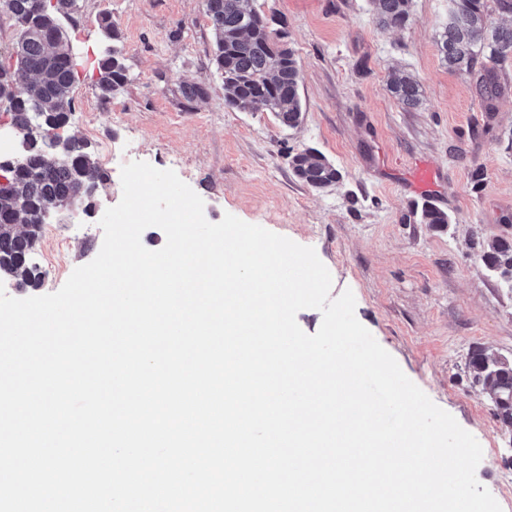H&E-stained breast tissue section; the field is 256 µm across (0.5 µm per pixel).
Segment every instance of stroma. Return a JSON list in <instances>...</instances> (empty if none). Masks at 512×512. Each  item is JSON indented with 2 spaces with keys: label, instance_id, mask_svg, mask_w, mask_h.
Returning a JSON list of instances; mask_svg holds the SVG:
<instances>
[{
  "label": "stroma",
  "instance_id": "1",
  "mask_svg": "<svg viewBox=\"0 0 512 512\" xmlns=\"http://www.w3.org/2000/svg\"><path fill=\"white\" fill-rule=\"evenodd\" d=\"M255 6L287 33L302 70L298 128L226 106L202 0H80L62 23L79 73L65 133L89 143L108 180L91 216L45 226L32 257L44 273L38 289H19L6 275L0 283L14 298L57 291L99 253V221L122 197V165L173 170L201 196L208 221L229 213L315 249L332 296L352 290L361 324L481 444L476 477L512 512V435L466 368L475 347L512 357V289L475 248L512 237V61L506 91L485 112L471 80L437 52L448 0H412L408 24L394 29L375 24L370 0ZM106 13L122 32L130 80L104 101L96 81ZM395 68L419 80L418 108L402 109L389 93ZM198 81L206 96L185 104L182 85ZM308 147L341 170L340 183L318 192L293 177L289 156ZM421 162L434 185L418 191ZM428 205L450 224L421 223Z\"/></svg>",
  "mask_w": 512,
  "mask_h": 512
}]
</instances>
